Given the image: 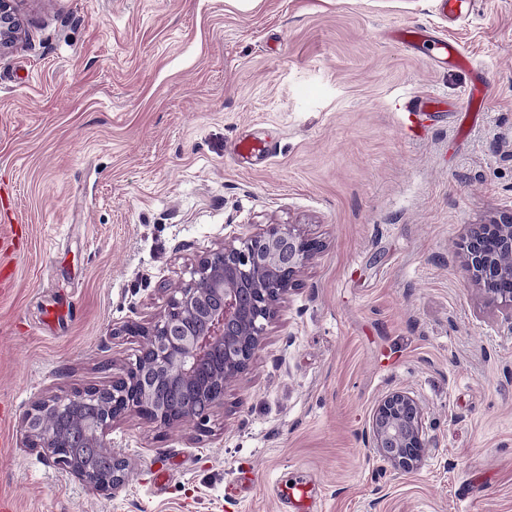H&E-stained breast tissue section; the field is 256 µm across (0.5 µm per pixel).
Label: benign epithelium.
I'll return each mask as SVG.
<instances>
[{"label":"benign epithelium","instance_id":"7a95c632","mask_svg":"<svg viewBox=\"0 0 512 512\" xmlns=\"http://www.w3.org/2000/svg\"><path fill=\"white\" fill-rule=\"evenodd\" d=\"M17 0H0V51L19 36ZM322 249L296 224H266L196 256L189 279L169 289L148 322L119 332L145 342L134 363L101 384L35 399L22 417V445L53 460L91 490L113 495L128 461L112 448L115 422L136 416L159 428L204 431L224 408L227 386L264 345L265 325L298 286ZM462 268L488 305L512 315V213L475 225L463 243ZM371 447L400 473L422 464L427 448L420 402L394 390L374 407Z\"/></svg>","mask_w":512,"mask_h":512}]
</instances>
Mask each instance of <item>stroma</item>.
<instances>
[{"mask_svg":"<svg viewBox=\"0 0 512 512\" xmlns=\"http://www.w3.org/2000/svg\"><path fill=\"white\" fill-rule=\"evenodd\" d=\"M436 0H20L0 55V499L13 512H512V317L461 266L473 225L512 212V0L447 23ZM422 25L456 69L391 31ZM412 129L421 96L455 106ZM242 139L271 151L235 154ZM296 224L323 247L206 434L130 417L105 496L23 448L47 392L110 380L119 336L225 238ZM56 310L58 319L46 317ZM419 399L427 454L395 471L365 432ZM165 485L154 487L156 468ZM247 476L238 500L225 486ZM436 51L438 59L447 62L449 67H469L472 64L461 47L448 36L438 38ZM289 482H293L289 486ZM279 495L286 503L291 504L294 512H311L313 507L311 489L303 479H286L279 486Z\"/></svg>","mask_w":512,"mask_h":512,"instance_id":"35a3bbf8","label":"stroma"}]
</instances>
